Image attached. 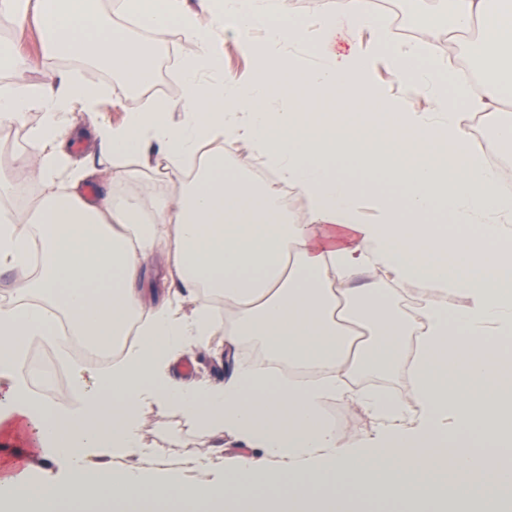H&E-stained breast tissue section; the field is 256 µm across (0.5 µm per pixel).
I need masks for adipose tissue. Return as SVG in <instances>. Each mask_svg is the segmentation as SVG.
<instances>
[{
  "label": "adipose tissue",
  "instance_id": "ef3b65f1",
  "mask_svg": "<svg viewBox=\"0 0 512 512\" xmlns=\"http://www.w3.org/2000/svg\"><path fill=\"white\" fill-rule=\"evenodd\" d=\"M447 23L425 44L378 34L336 53L315 47L306 63L289 48L303 41L290 0H118L117 20L97 17L90 0H0L14 22L0 44V124L40 110L27 149L13 157L43 195L32 217L0 224V271L31 303L0 304V437L24 441L69 466L66 481L29 468L0 475L8 512H164L201 503L206 512H361L363 489L381 501L431 505L435 512H504L496 487L512 485V358L493 342L512 336V197L501 175L472 148L470 115L494 119L512 143V0H449ZM35 14L44 57L73 53L117 69L132 87L150 85L155 67L137 32L163 41L179 24L195 51L178 99L127 112L118 124H93L106 172L125 174L130 157H157L179 192L151 214L115 205L110 185L97 204L77 191L84 175L67 170L64 137L73 107L93 108L97 88L48 75L31 84L19 45ZM376 0H327L320 24L377 25ZM472 30L481 45L478 85L448 101L437 60L447 33ZM232 37L249 70L224 65ZM385 67L397 88L375 78ZM429 98L432 111L410 100ZM247 147L288 182L307 207L296 219L278 190L225 168L224 149ZM398 186L362 194L360 179ZM164 255L169 276L197 297L183 312L177 294L144 308L139 288L147 258ZM418 285L416 312L397 310L382 283ZM463 303H456V296ZM223 300L216 318L214 300ZM54 307L71 335L97 344L136 319L139 345L107 368H77L81 400L32 394L25 347L52 336ZM232 362L222 385L173 376V359L214 340ZM264 349L271 364L234 360L239 344ZM318 372L282 377L281 362ZM411 366V394L400 398L352 383L365 371ZM358 404L376 423L363 439L324 417L326 400ZM174 408L201 434H228L255 449L217 484L186 482L178 470L156 477L126 465L142 451L144 408ZM288 492H281V482Z\"/></svg>",
  "mask_w": 512,
  "mask_h": 512
}]
</instances>
